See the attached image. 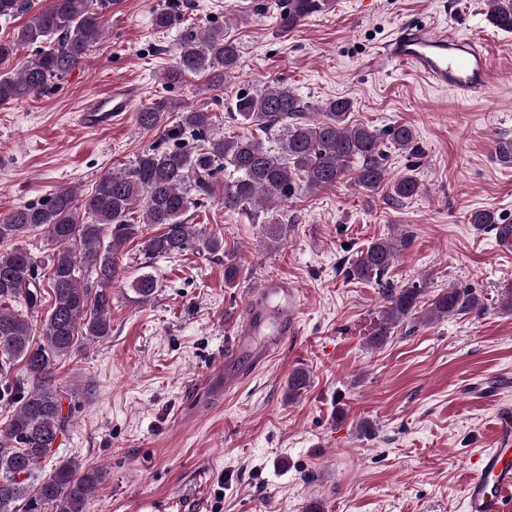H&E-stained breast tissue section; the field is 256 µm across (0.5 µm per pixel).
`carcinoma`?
Segmentation results:
<instances>
[{
    "instance_id": "carcinoma-1",
    "label": "carcinoma",
    "mask_w": 512,
    "mask_h": 512,
    "mask_svg": "<svg viewBox=\"0 0 512 512\" xmlns=\"http://www.w3.org/2000/svg\"><path fill=\"white\" fill-rule=\"evenodd\" d=\"M490 22L512 32V0H488ZM109 0H52L49 8L36 11L24 0H0V17L29 14L27 22L10 40L0 41V63L31 45L33 57L21 69L0 76V104L22 102L49 88L79 66L101 38L102 10ZM320 0H283L278 32L295 29L309 14L321 8ZM153 26L166 32L180 25V13L170 8L153 13ZM241 68L239 43L211 26L183 30L174 65L164 75L167 88L181 85L187 76L205 73L209 87H224V77ZM351 101L330 98L320 111L322 121H312L305 103L290 87L278 83L256 93L236 97L234 112L258 128L264 137H218L213 115L204 110L181 113L177 125L167 130L174 144L153 146L142 152L128 169L100 178L90 194L78 198L70 189H59L40 204H27L0 213V302H15L28 311L42 304L43 287L52 298L42 327L41 342L34 344V329L21 314L0 305V400L17 408L0 425V512H85L86 504L103 475L98 469L80 473L74 460L60 461L49 475L38 476L45 458L52 455L58 436L70 423L63 413L62 391L55 383V365L86 341L112 335L109 315L112 285L122 277L116 256L127 241L141 238L142 253L149 258L172 257L194 244L216 254L224 251V239L204 236L190 223L189 212L213 198L219 176L224 180V206L255 217L249 206L273 208L292 200L300 191H319L336 186L357 164L353 182L370 199L383 197L395 204L419 193L418 178L407 173L388 178L385 148L413 151L416 131L409 124L374 129L349 123ZM162 97L135 113L136 124L152 131L171 111ZM140 204L143 223L131 222V207ZM91 215L79 219L78 211ZM157 225V234L143 226ZM41 229L57 251L50 257L47 284H42L37 261L25 249L5 243ZM392 241L379 239L357 252L350 275L379 282L397 259ZM143 302L155 297L158 281L142 273L131 283ZM423 287L385 288L384 309L378 326L369 333L374 346L385 342L400 321L419 313ZM480 302L468 288H448L434 296L424 318L440 320L467 314ZM26 363L27 384L10 383L17 361ZM308 375L295 370L288 378V399L307 387Z\"/></svg>"
}]
</instances>
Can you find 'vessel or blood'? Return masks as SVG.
Returning <instances> with one entry per match:
<instances>
[{"label":"vessel or blood","instance_id":"vessel-or-blood-1","mask_svg":"<svg viewBox=\"0 0 512 512\" xmlns=\"http://www.w3.org/2000/svg\"><path fill=\"white\" fill-rule=\"evenodd\" d=\"M381 57L461 98L485 94L492 80L483 45L447 27H405L385 44ZM135 97L130 88L111 89L85 104L84 118L92 126L111 125L131 111ZM303 308L300 290L288 280L275 277L261 283L226 346L225 392L236 389L246 371L266 367L281 341L298 334ZM478 394L496 405V445L479 453L473 463L463 491V512H512V405L502 402L495 387L481 388Z\"/></svg>","mask_w":512,"mask_h":512}]
</instances>
